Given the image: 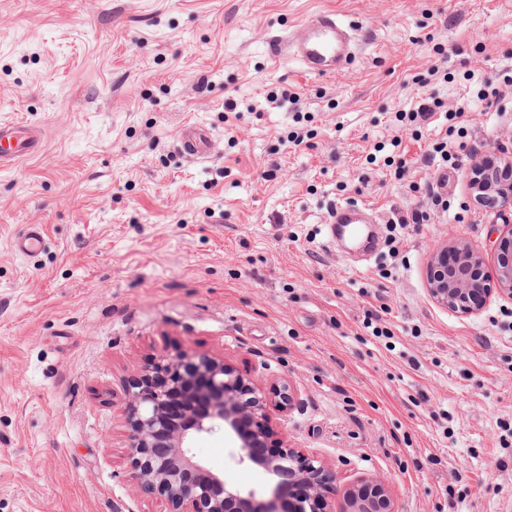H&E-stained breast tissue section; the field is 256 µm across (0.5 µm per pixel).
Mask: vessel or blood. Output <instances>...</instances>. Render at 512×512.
I'll list each match as a JSON object with an SVG mask.
<instances>
[{
	"label": "vessel or blood",
	"mask_w": 512,
	"mask_h": 512,
	"mask_svg": "<svg viewBox=\"0 0 512 512\" xmlns=\"http://www.w3.org/2000/svg\"><path fill=\"white\" fill-rule=\"evenodd\" d=\"M357 46V27L336 12L322 11L306 19L297 32L288 38L285 53L308 73L327 76L344 72L354 59ZM211 144L212 133L208 127L198 123L183 127L179 148L187 158H207ZM43 148L44 133L41 129L20 122L0 121L1 169L38 156ZM375 221L376 214L371 206L346 204L332 211L326 220V227L331 231L340 225L347 227L350 240L356 241ZM42 241L41 226L32 224L25 233L14 238L13 249L20 256L31 257L38 253Z\"/></svg>",
	"instance_id": "vessel-or-blood-1"
}]
</instances>
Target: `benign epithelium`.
Returning a JSON list of instances; mask_svg holds the SVG:
<instances>
[{
  "instance_id": "1",
  "label": "benign epithelium",
  "mask_w": 512,
  "mask_h": 512,
  "mask_svg": "<svg viewBox=\"0 0 512 512\" xmlns=\"http://www.w3.org/2000/svg\"><path fill=\"white\" fill-rule=\"evenodd\" d=\"M501 161L499 166L480 158L471 165L470 191L482 209H512V185L498 181L500 168H512V158ZM450 251L459 256L451 266ZM495 251L498 270L491 284L481 257L465 242L436 249L428 273L430 296L461 313L472 312L478 296H512V227L498 233ZM123 396L125 458L141 488L165 503V512H336L328 497L336 472L320 457L284 442L272 452H257L274 434L271 408L285 412L291 405L287 383L263 386L222 360L183 353L150 359L123 387ZM213 420L223 421L239 438V462L278 478L269 496L242 493L196 459L190 442ZM343 500L342 512H394L392 491L380 479L356 481Z\"/></svg>"
}]
</instances>
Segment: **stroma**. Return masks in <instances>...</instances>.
<instances>
[{
	"label": "stroma",
	"instance_id": "stroma-1",
	"mask_svg": "<svg viewBox=\"0 0 512 512\" xmlns=\"http://www.w3.org/2000/svg\"><path fill=\"white\" fill-rule=\"evenodd\" d=\"M325 9L360 29L348 70L272 58ZM508 75L512 0H0V121L46 132L0 171V512H164L127 465L122 388L180 352L288 381L275 436L335 470L334 499L377 478L395 512H512V298L464 315L427 283L459 240L495 274L503 219L473 202L469 151L512 153ZM283 87L299 102L262 109ZM431 96L464 116L397 120ZM192 122L207 159L178 149ZM441 137L444 208L424 188ZM355 202L380 218L359 263L325 224ZM414 210L432 223H404ZM29 224L31 259L12 249ZM239 445L215 420L191 450L269 495ZM212 133L210 129L198 123L187 124L183 127L179 148L191 160L205 159L210 154ZM429 163L432 161L433 163L437 160V169L434 172V176L437 174L436 181L440 178V171L443 168H448V163L453 165L455 161L452 162V159L456 158V155L448 149V140L447 138L437 139L431 143V150L426 155ZM42 241L41 226L30 224L25 233L14 238L13 250L22 257H33L40 250Z\"/></svg>",
	"mask_w": 512,
	"mask_h": 512
}]
</instances>
